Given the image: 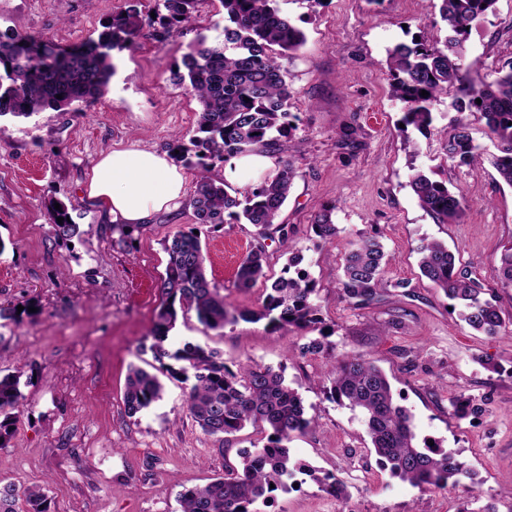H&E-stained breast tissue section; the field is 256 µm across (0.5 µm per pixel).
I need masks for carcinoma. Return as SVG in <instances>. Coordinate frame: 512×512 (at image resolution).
Listing matches in <instances>:
<instances>
[{"label":"carcinoma","instance_id":"carcinoma-1","mask_svg":"<svg viewBox=\"0 0 512 512\" xmlns=\"http://www.w3.org/2000/svg\"><path fill=\"white\" fill-rule=\"evenodd\" d=\"M201 0H156L155 16L138 8L139 0L113 12L96 39L62 47L39 33L0 32V118H28L44 110L80 112L100 98L116 72L115 56L133 49L144 30L160 23L159 35L181 34L193 26ZM277 0H219L224 9V41L209 43L199 36L187 45L173 72L199 104L197 127L190 138L178 135L171 150L188 168L197 170L192 206L198 223L220 226L244 221L256 229V244L237 271L236 287L249 290L265 284V298L257 310L229 309L220 288L207 277L206 256L200 238L176 231L163 248L168 256L160 279L162 301L150 330L154 359L172 376L192 380L187 409L208 436L234 435L251 425L265 433L266 442L245 452L227 474L203 487L180 494L182 512H257L272 493L287 490L296 474L309 476L323 490L344 499L346 483L292 458L288 443L316 425L306 414L299 391L270 366L252 362L231 370L223 356L185 342L169 348L178 314L196 313L205 328L221 332L240 320L290 331L315 329L319 323L317 290L308 273L297 268L301 258H289L282 275L267 277L263 240L278 235L286 241L293 227L279 222L295 177L285 155L296 130L297 116L289 111L293 97L282 60L305 43L301 28L282 17ZM496 0H439V16L448 30L440 42L423 38L399 43L388 53L390 93L403 105L402 122L419 130L433 121L434 104L450 92L460 117L445 143V152L457 166L477 164L482 156L469 131L467 115L478 113L498 142L491 163L500 180L512 186V67L479 87L471 83L465 64L468 29L494 10ZM428 96H421V91ZM481 102H476V99ZM260 149L276 162V173L263 182L230 194L222 180L209 176L218 162ZM439 172L415 171L409 181L419 207L439 224L460 220L465 198L448 189ZM63 221H57V218ZM50 220L59 239L80 234L65 205L52 210ZM145 225H111L112 246H128L133 232ZM313 233L331 241L343 229L325 210L311 224ZM419 269L436 288L460 307L462 320L486 336H499L512 325V316L484 297L481 281L462 263L460 253L438 241H421ZM390 257L375 235L348 241L340 284L353 306L365 309L380 296ZM500 281L512 288V246L500 256ZM174 361L166 364L164 360ZM328 398L359 410L379 463L404 482L418 488L445 490L479 485L477 474L452 453L437 445L416 444L412 415L400 406L385 373L361 355H344L329 373ZM16 375L0 376V440H6L22 397ZM164 386L158 377L132 365L123 394L133 417L160 400ZM0 512H49L48 499L37 486L23 491L0 487Z\"/></svg>","mask_w":512,"mask_h":512}]
</instances>
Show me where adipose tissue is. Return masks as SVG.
Wrapping results in <instances>:
<instances>
[{
    "label": "adipose tissue",
    "instance_id": "ef3b65f1",
    "mask_svg": "<svg viewBox=\"0 0 512 512\" xmlns=\"http://www.w3.org/2000/svg\"><path fill=\"white\" fill-rule=\"evenodd\" d=\"M273 168L272 157L252 152L224 163L222 177L255 185ZM185 196L186 177L167 154L133 146L102 153L85 183L87 202L115 224L149 223L156 214L178 209Z\"/></svg>",
    "mask_w": 512,
    "mask_h": 512
}]
</instances>
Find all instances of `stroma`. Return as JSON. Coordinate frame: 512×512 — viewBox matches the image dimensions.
Listing matches in <instances>:
<instances>
[{
  "instance_id": "obj_1",
  "label": "stroma",
  "mask_w": 512,
  "mask_h": 512,
  "mask_svg": "<svg viewBox=\"0 0 512 512\" xmlns=\"http://www.w3.org/2000/svg\"><path fill=\"white\" fill-rule=\"evenodd\" d=\"M125 0H0V31L40 33L62 45L97 36ZM300 27L305 44L286 61L297 128L290 158L296 177L280 220L294 226L289 240L266 239L268 273L281 275L289 258L316 283L317 330L302 337L267 321H240L223 332L205 329L195 314L179 319L173 343L191 341L220 351L229 367L253 361L282 370L298 389L316 426L295 436L291 456L335 474L348 485L336 499L301 475L276 491L259 512H512V335L472 331L452 302L418 268L422 239L459 250L489 298L512 314V288L498 280L500 255L512 245V187L488 160L496 151L480 115L470 132L487 157L457 167L447 161L445 133L457 117L450 99L435 104L429 130L402 128L403 110L390 94L388 51L418 36L433 39L441 22L431 0H277ZM224 10L205 0L193 31L117 57L116 72L97 101L80 112L46 110L0 120V374L20 378L17 419L0 446V482L42 486L50 512H180L179 495L208 483L260 444L246 428L220 439L190 416L188 381L155 362L148 337L161 303L158 283L167 263L162 242L198 231L209 279L238 309H258L262 286L241 291L235 274L255 242L249 224L215 230L199 224L191 203L157 215L135 245H112L108 222L81 194L98 156L134 144L167 150L173 135L192 134L198 105L170 72L196 35L224 38ZM467 54L474 86L512 68V0L471 29ZM441 168L464 194L460 222L439 224L422 210L409 186L413 170ZM64 202L82 233L57 239L53 202ZM331 210L342 234L322 241L311 229ZM377 235L391 261L379 300L358 309L342 296L341 264L348 240ZM410 282L411 294L396 288ZM322 336L318 353L300 345ZM344 353H360L388 376L400 405L413 417L418 439L438 441L476 471L475 491L419 489L391 477L375 454L363 419L327 396V374ZM157 374L161 400L128 416L123 400L130 365ZM481 405L459 419L453 402Z\"/></svg>"
}]
</instances>
